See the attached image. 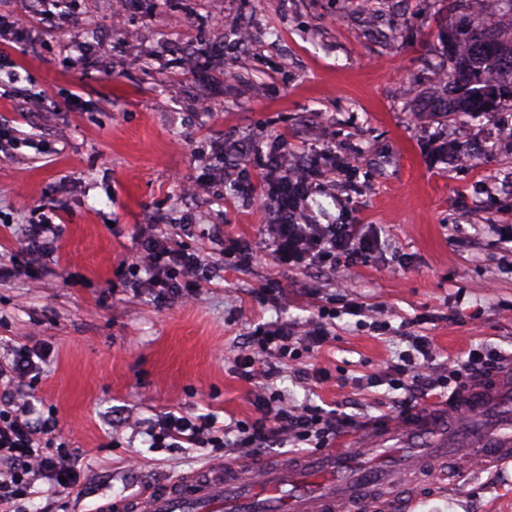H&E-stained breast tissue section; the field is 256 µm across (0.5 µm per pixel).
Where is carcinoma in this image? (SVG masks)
Wrapping results in <instances>:
<instances>
[{
  "label": "carcinoma",
  "mask_w": 512,
  "mask_h": 512,
  "mask_svg": "<svg viewBox=\"0 0 512 512\" xmlns=\"http://www.w3.org/2000/svg\"><path fill=\"white\" fill-rule=\"evenodd\" d=\"M496 25L495 20L480 26L465 22L456 29L448 60L451 91L433 101L439 111L486 112L497 97L512 96V35H499Z\"/></svg>",
  "instance_id": "cac0c4a2"
}]
</instances>
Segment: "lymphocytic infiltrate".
Instances as JSON below:
<instances>
[{
	"instance_id": "f902f5d3",
	"label": "lymphocytic infiltrate",
	"mask_w": 512,
	"mask_h": 512,
	"mask_svg": "<svg viewBox=\"0 0 512 512\" xmlns=\"http://www.w3.org/2000/svg\"><path fill=\"white\" fill-rule=\"evenodd\" d=\"M273 166L264 177L262 190L244 185L250 199L260 200L269 238L265 244L273 263L291 271L321 267L336 272L357 264L378 247L377 239L359 224H318L305 218V203L321 184L323 173L312 158L298 164L288 162V141L275 136ZM54 214H42L38 223L22 232L25 251L34 258L55 255L60 247V227ZM256 253L252 245L228 239L220 257H213L178 244L165 234L140 236L138 248L128 263L131 287L146 288L160 300L190 299L202 281L223 271L225 263L245 268ZM330 338L326 314L306 324L303 335L289 332L284 325H260L246 337L238 356L239 370L245 379L276 378L282 365L298 359L300 350H314ZM430 340L412 336L408 348L388 365L386 375L398 396L392 408L398 418H405L418 400L430 392L448 391L462 380H476L499 368L501 351L478 346L466 359L455 362L446 373H439L425 363ZM36 368L34 352L22 345L7 360H0V512H17V502L29 490L34 476L64 479L73 485L77 472L68 462L64 447L55 446L57 420L36 415L30 397L20 392ZM254 407L258 417L253 422L218 424L216 419L167 413L151 425L153 447L227 448L236 446L261 455L275 447H299L313 450L334 447L345 429L353 426L351 415L310 405L288 406L282 399L257 396Z\"/></svg>"
}]
</instances>
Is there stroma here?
Wrapping results in <instances>:
<instances>
[{"label": "stroma", "mask_w": 512, "mask_h": 512, "mask_svg": "<svg viewBox=\"0 0 512 512\" xmlns=\"http://www.w3.org/2000/svg\"><path fill=\"white\" fill-rule=\"evenodd\" d=\"M486 12L469 0H131L121 27L112 0H0V354L41 356L24 388L56 415L80 473L64 490L35 481L21 512H95L105 498L220 461L206 448H154L146 426L167 412L249 421L255 381L236 369L238 345L260 323L301 328L336 309L317 359L284 366L274 387L289 405L379 421L395 397L370 386L426 336L449 368L470 346L512 353V97L493 111L435 112L451 37ZM247 45L225 52L233 29ZM284 135L325 173L305 212L320 223L367 224L381 247L335 277L287 271L262 252L264 228L233 180H205L218 145ZM469 158L446 162L448 135ZM201 183L199 195L187 183ZM62 222L57 258L33 261L23 225ZM258 246L250 269L225 266L191 303L131 288L122 260L147 217ZM391 325L377 334L345 314L348 301ZM328 382L308 389L310 363ZM406 512H512V467L452 480L433 472Z\"/></svg>", "instance_id": "stroma-1"}]
</instances>
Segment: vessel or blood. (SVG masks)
Here are the masks:
<instances>
[{
    "instance_id": "obj_1",
    "label": "vessel or blood",
    "mask_w": 512,
    "mask_h": 512,
    "mask_svg": "<svg viewBox=\"0 0 512 512\" xmlns=\"http://www.w3.org/2000/svg\"><path fill=\"white\" fill-rule=\"evenodd\" d=\"M512 403V390L498 384L465 397L457 414L454 448H419L410 458L362 468L356 449L331 450L272 468L240 469L219 462L204 470L183 473L142 494L106 501L99 512H400L415 496L425 469L437 462L480 469L512 464V430L500 429L492 408Z\"/></svg>"
}]
</instances>
